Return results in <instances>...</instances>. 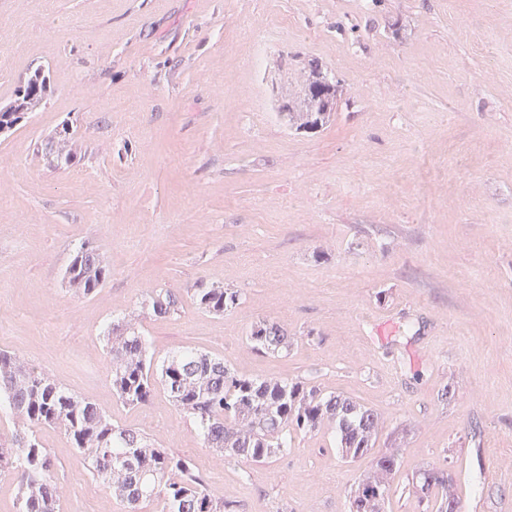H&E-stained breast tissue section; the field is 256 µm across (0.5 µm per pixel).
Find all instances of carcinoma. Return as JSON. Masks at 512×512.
<instances>
[{"mask_svg":"<svg viewBox=\"0 0 512 512\" xmlns=\"http://www.w3.org/2000/svg\"><path fill=\"white\" fill-rule=\"evenodd\" d=\"M49 76L42 66L20 82L14 96L0 104V135L11 132L25 115L47 103ZM336 81L313 61L301 68L296 85L280 106L288 128L317 131L334 116ZM45 155L66 164L74 160L69 125L47 139ZM110 275L100 249L83 244L71 259L66 279L77 297H88ZM197 306L222 315L238 305L240 295L202 283L189 289ZM181 293L154 290L137 310L112 322L104 336L111 366L112 392L129 406L146 403L155 384L187 414L204 447L224 459L261 465L288 447V435L310 433L329 424L336 448L346 459H368L366 471L349 494V512H386L392 475L400 466L392 451L374 455L377 413L350 397L325 395L303 381L238 375L225 363L196 348L179 351L157 364L139 331L140 317L166 318L180 310ZM262 354L288 352L293 338L281 325L262 321L247 336ZM0 399L8 403L14 431L0 437V473L18 478V512H58L60 489L52 479L54 462L37 440L35 429L61 430L84 458L87 469L102 480L125 512H139L147 499H157L162 512H231L229 503H214L204 479L186 458L160 447L150 437L123 427L95 403L69 391L43 368L23 357L0 351ZM412 492L423 512H448L458 505L460 489L452 469L432 466L412 477Z\"/></svg>","mask_w":512,"mask_h":512,"instance_id":"cac0c4a2","label":"carcinoma"}]
</instances>
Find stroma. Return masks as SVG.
<instances>
[{"label":"stroma","instance_id":"35a3bbf8","mask_svg":"<svg viewBox=\"0 0 512 512\" xmlns=\"http://www.w3.org/2000/svg\"><path fill=\"white\" fill-rule=\"evenodd\" d=\"M0 14V103L38 65L52 86L0 136V350L191 459L235 512H348L366 463L342 460L330 429L260 466L223 461L163 387L133 407L113 395L104 331L178 290L177 315L141 320L155 360L196 348L373 409L376 450L401 461L388 512H420L408 482L433 465L452 466L459 512H512V0H0ZM311 59L345 93L326 127L296 132L279 106ZM65 124L75 158L57 168L42 144ZM87 242L111 274L82 298L64 277ZM200 282L238 305L202 311ZM262 320L290 352L250 349ZM36 436L59 512H124L59 430Z\"/></svg>","mask_w":512,"mask_h":512}]
</instances>
